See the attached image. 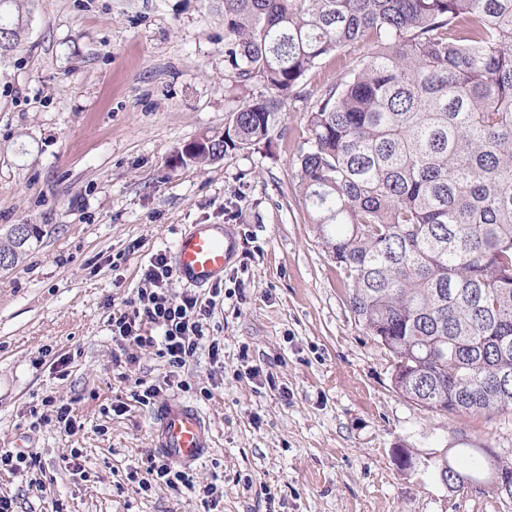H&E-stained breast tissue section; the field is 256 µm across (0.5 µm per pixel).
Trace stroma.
Wrapping results in <instances>:
<instances>
[{"instance_id":"stroma-1","label":"stroma","mask_w":512,"mask_h":512,"mask_svg":"<svg viewBox=\"0 0 512 512\" xmlns=\"http://www.w3.org/2000/svg\"><path fill=\"white\" fill-rule=\"evenodd\" d=\"M374 50L327 57L307 92ZM232 82L218 0H35L25 40L0 54V238L43 231L0 269V448L37 453L43 486L0 471V495L19 512H512L394 462L398 448L424 458L463 440L511 458L512 416L438 415L393 391L297 188L308 102H285L269 143L170 168L223 131ZM195 224L235 225L240 253L175 373L156 348L113 338L110 318ZM150 385L154 404L137 403ZM49 397L74 431L45 420ZM173 399L203 411L213 446L189 470L194 489L144 491L127 475ZM74 450L80 474L63 462ZM210 484L224 490L212 503L198 493Z\"/></svg>"}]
</instances>
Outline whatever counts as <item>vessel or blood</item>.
Instances as JSON below:
<instances>
[{"label":"vessel or blood","mask_w":512,"mask_h":512,"mask_svg":"<svg viewBox=\"0 0 512 512\" xmlns=\"http://www.w3.org/2000/svg\"><path fill=\"white\" fill-rule=\"evenodd\" d=\"M239 238L229 224H197L182 234L173 250V269L188 283L201 286L221 279L236 258ZM152 445L168 460L189 468L211 447L208 422L202 412L185 401H170L157 408Z\"/></svg>","instance_id":"vessel-or-blood-1"}]
</instances>
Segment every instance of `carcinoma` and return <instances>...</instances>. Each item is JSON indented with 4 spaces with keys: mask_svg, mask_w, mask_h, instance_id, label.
<instances>
[{
    "mask_svg": "<svg viewBox=\"0 0 512 512\" xmlns=\"http://www.w3.org/2000/svg\"><path fill=\"white\" fill-rule=\"evenodd\" d=\"M35 0H0L14 48ZM225 62L249 93L204 166L266 142L303 77L359 40L378 49L321 90L299 148V192L349 303L391 362L393 390L448 416L512 415V0H223ZM8 234L15 265L32 240ZM498 498L512 459L456 449L443 469Z\"/></svg>",
    "mask_w": 512,
    "mask_h": 512,
    "instance_id": "carcinoma-1",
    "label": "carcinoma"
}]
</instances>
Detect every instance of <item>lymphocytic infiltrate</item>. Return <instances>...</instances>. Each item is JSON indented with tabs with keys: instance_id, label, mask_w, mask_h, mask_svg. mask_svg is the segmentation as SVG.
<instances>
[{
	"instance_id": "1",
	"label": "lymphocytic infiltrate",
	"mask_w": 512,
	"mask_h": 512,
	"mask_svg": "<svg viewBox=\"0 0 512 512\" xmlns=\"http://www.w3.org/2000/svg\"><path fill=\"white\" fill-rule=\"evenodd\" d=\"M173 277L166 256H152L132 298L113 311L111 326L113 337L140 347H157L159 356L178 370L196 353L216 303L189 293L172 294ZM151 326L159 328V335L148 334Z\"/></svg>"
}]
</instances>
